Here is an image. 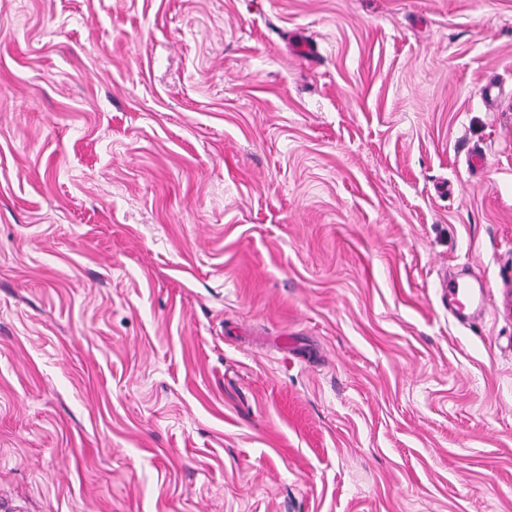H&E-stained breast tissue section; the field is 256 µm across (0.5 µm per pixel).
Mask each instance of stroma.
Wrapping results in <instances>:
<instances>
[{
    "label": "stroma",
    "instance_id": "obj_1",
    "mask_svg": "<svg viewBox=\"0 0 512 512\" xmlns=\"http://www.w3.org/2000/svg\"><path fill=\"white\" fill-rule=\"evenodd\" d=\"M0 512H512V0H0ZM471 290L455 280L446 281L442 286V297L448 303V311L459 321L469 317V308L475 303L476 296Z\"/></svg>",
    "mask_w": 512,
    "mask_h": 512
}]
</instances>
